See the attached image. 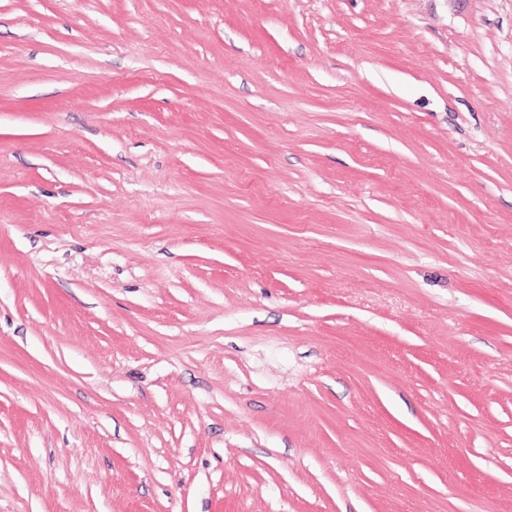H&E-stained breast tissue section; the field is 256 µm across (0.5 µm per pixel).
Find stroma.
<instances>
[{"mask_svg": "<svg viewBox=\"0 0 512 512\" xmlns=\"http://www.w3.org/2000/svg\"><path fill=\"white\" fill-rule=\"evenodd\" d=\"M0 512H512V0H0Z\"/></svg>", "mask_w": 512, "mask_h": 512, "instance_id": "35a3bbf8", "label": "stroma"}]
</instances>
